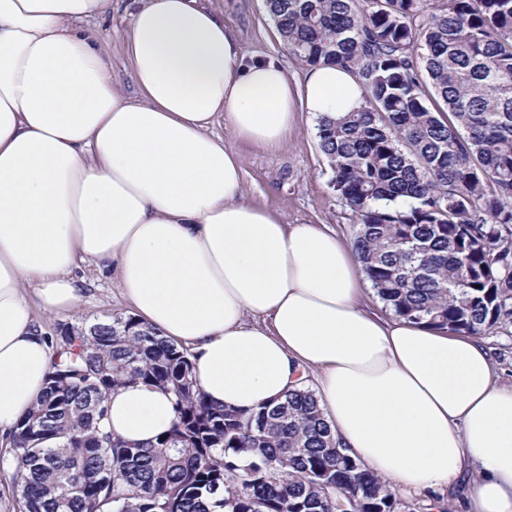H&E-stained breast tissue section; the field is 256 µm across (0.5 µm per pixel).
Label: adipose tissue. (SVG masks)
Returning <instances> with one entry per match:
<instances>
[{
    "label": "adipose tissue",
    "mask_w": 512,
    "mask_h": 512,
    "mask_svg": "<svg viewBox=\"0 0 512 512\" xmlns=\"http://www.w3.org/2000/svg\"><path fill=\"white\" fill-rule=\"evenodd\" d=\"M132 92L91 20L112 0H0V437L45 388L52 349L37 312L78 308L81 265L114 273L134 317L192 347L208 402L250 409L302 387L344 451L408 493L464 489V512H512V386L490 348L366 302L353 245L244 199L240 154L273 150L296 115L358 107L331 65L292 80L246 59L205 0H132ZM170 395L114 388L113 437L170 429Z\"/></svg>",
    "instance_id": "1"
}]
</instances>
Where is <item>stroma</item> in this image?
Segmentation results:
<instances>
[{
    "mask_svg": "<svg viewBox=\"0 0 512 512\" xmlns=\"http://www.w3.org/2000/svg\"><path fill=\"white\" fill-rule=\"evenodd\" d=\"M223 12L224 24L232 30L246 56L271 57L287 68L290 76L304 71L285 49L265 0H212ZM130 24L127 0L113 5L109 16L93 20L112 62V72L121 86H128V57L124 33ZM224 143L236 149L244 165V189L248 202L271 209L291 224H326L345 240L353 238L350 213L332 187V174L318 145L316 123L310 114H300L295 128L277 150L258 148L237 137L229 123L217 127ZM88 278L82 305L64 315H40L46 336L53 337L61 325L105 320L131 313L117 278L84 267Z\"/></svg>",
    "mask_w": 512,
    "mask_h": 512,
    "instance_id": "obj_1",
    "label": "stroma"
}]
</instances>
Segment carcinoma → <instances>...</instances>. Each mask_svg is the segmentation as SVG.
Listing matches in <instances>:
<instances>
[{"label":"carcinoma","mask_w":512,"mask_h":512,"mask_svg":"<svg viewBox=\"0 0 512 512\" xmlns=\"http://www.w3.org/2000/svg\"><path fill=\"white\" fill-rule=\"evenodd\" d=\"M266 6L298 62L363 88L317 134L385 309L474 336L512 323V0ZM58 333L45 390L0 458L20 512H342L336 489L356 512H396L310 387L223 408L197 388L192 353L132 316ZM137 381L164 388L176 414L143 446L105 426L112 389Z\"/></svg>","instance_id":"cac0c4a2"}]
</instances>
